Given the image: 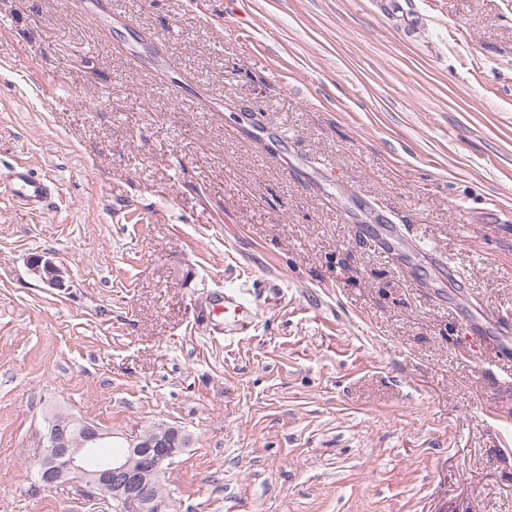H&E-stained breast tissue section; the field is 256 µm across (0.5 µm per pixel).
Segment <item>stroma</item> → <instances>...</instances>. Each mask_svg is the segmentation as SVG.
Returning <instances> with one entry per match:
<instances>
[{"instance_id":"obj_1","label":"stroma","mask_w":512,"mask_h":512,"mask_svg":"<svg viewBox=\"0 0 512 512\" xmlns=\"http://www.w3.org/2000/svg\"><path fill=\"white\" fill-rule=\"evenodd\" d=\"M88 2L0 0V174L55 186L0 195V512H112L39 483L56 408L184 429L175 512H512V0ZM0 192L19 198L29 205L32 211L40 212L47 202L49 185L44 177L34 175L26 167L19 166L10 181H0ZM29 267L32 273L50 288L57 290L68 288L66 271L53 261L36 256L30 260ZM215 302V312L224 313V331L228 328L229 330L246 332L254 326L256 308L251 303L236 296H229L226 293Z\"/></svg>"}]
</instances>
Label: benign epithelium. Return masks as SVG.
Listing matches in <instances>:
<instances>
[{
	"label": "benign epithelium",
	"mask_w": 512,
	"mask_h": 512,
	"mask_svg": "<svg viewBox=\"0 0 512 512\" xmlns=\"http://www.w3.org/2000/svg\"><path fill=\"white\" fill-rule=\"evenodd\" d=\"M29 267L49 287H67L66 271L53 261L36 256ZM114 438V433L73 415H56L48 421L45 442L37 451L39 482L46 487L72 483L94 498L119 503L117 512H173L159 487L167 466L186 444L177 448L170 435L151 429L123 436L120 452L101 454Z\"/></svg>",
	"instance_id": "benign-epithelium-1"
}]
</instances>
